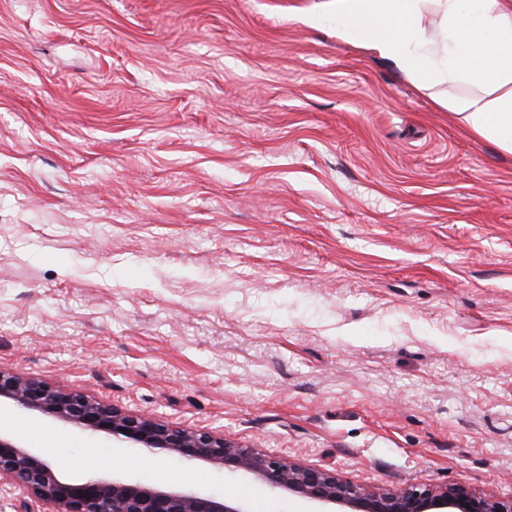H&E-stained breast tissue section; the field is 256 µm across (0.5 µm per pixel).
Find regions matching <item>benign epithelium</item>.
Segmentation results:
<instances>
[{
	"label": "benign epithelium",
	"instance_id": "7a95c632",
	"mask_svg": "<svg viewBox=\"0 0 512 512\" xmlns=\"http://www.w3.org/2000/svg\"><path fill=\"white\" fill-rule=\"evenodd\" d=\"M52 417L120 448L162 453L250 477L273 492L304 498L320 512H512V496L466 486L406 485L370 489L334 470L291 461L204 429L134 414L66 386L0 370V403ZM0 484L23 488L40 512H251L221 493L176 489L114 475L71 478L59 462L0 433Z\"/></svg>",
	"mask_w": 512,
	"mask_h": 512
}]
</instances>
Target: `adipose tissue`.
Here are the masks:
<instances>
[{
    "label": "adipose tissue",
    "instance_id": "1",
    "mask_svg": "<svg viewBox=\"0 0 512 512\" xmlns=\"http://www.w3.org/2000/svg\"><path fill=\"white\" fill-rule=\"evenodd\" d=\"M336 35L443 98L477 136L512 154V0H333Z\"/></svg>",
    "mask_w": 512,
    "mask_h": 512
}]
</instances>
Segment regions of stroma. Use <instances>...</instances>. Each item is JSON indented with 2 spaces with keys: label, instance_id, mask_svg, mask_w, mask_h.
Segmentation results:
<instances>
[{
  "label": "stroma",
  "instance_id": "stroma-1",
  "mask_svg": "<svg viewBox=\"0 0 512 512\" xmlns=\"http://www.w3.org/2000/svg\"><path fill=\"white\" fill-rule=\"evenodd\" d=\"M330 0H0V369L336 470L512 495V154ZM119 474L312 512L39 415Z\"/></svg>",
  "mask_w": 512,
  "mask_h": 512
}]
</instances>
